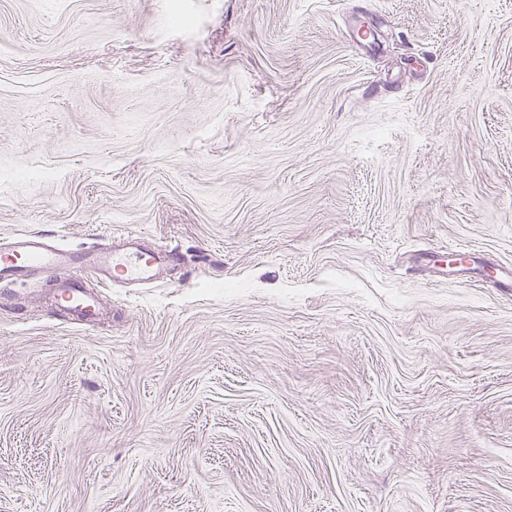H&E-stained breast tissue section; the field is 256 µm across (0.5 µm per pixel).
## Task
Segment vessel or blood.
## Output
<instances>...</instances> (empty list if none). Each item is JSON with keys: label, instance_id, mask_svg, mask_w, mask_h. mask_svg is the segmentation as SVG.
Returning <instances> with one entry per match:
<instances>
[{"label": "vessel or blood", "instance_id": "obj_1", "mask_svg": "<svg viewBox=\"0 0 512 512\" xmlns=\"http://www.w3.org/2000/svg\"><path fill=\"white\" fill-rule=\"evenodd\" d=\"M177 259L175 251L158 247H112L80 259L75 251L49 243L42 235L22 234L10 246L0 247V291L30 269L47 272L55 308L68 311L75 324L92 328L105 314L99 289L117 281L151 279L160 267Z\"/></svg>", "mask_w": 512, "mask_h": 512}]
</instances>
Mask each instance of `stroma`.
Wrapping results in <instances>:
<instances>
[{
    "instance_id": "obj_1",
    "label": "stroma",
    "mask_w": 512,
    "mask_h": 512,
    "mask_svg": "<svg viewBox=\"0 0 512 512\" xmlns=\"http://www.w3.org/2000/svg\"><path fill=\"white\" fill-rule=\"evenodd\" d=\"M32 230L181 262L0 299V512H512V0H0Z\"/></svg>"
}]
</instances>
